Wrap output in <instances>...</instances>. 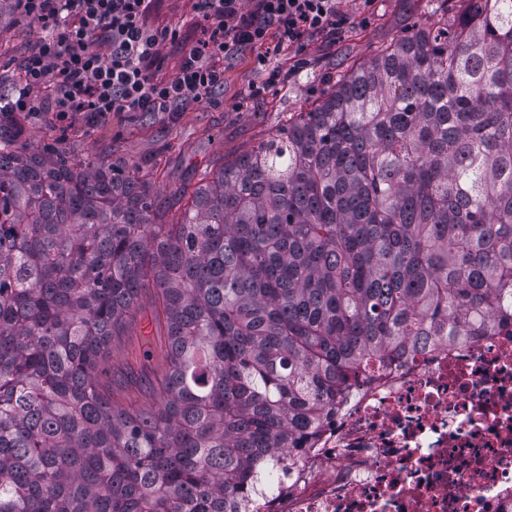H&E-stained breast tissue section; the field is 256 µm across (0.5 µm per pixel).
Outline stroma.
Listing matches in <instances>:
<instances>
[{"mask_svg":"<svg viewBox=\"0 0 512 512\" xmlns=\"http://www.w3.org/2000/svg\"><path fill=\"white\" fill-rule=\"evenodd\" d=\"M439 0H339L338 10L346 24L335 31L310 34L283 49L272 61L280 72L268 84L264 71L255 68V50L246 48L224 62V88L212 102L193 104L182 112L159 113L136 121L113 116L108 123L89 127L76 125L61 130L53 113L27 119L25 136L31 149L56 146L79 156L101 158L117 151L128 163L158 165L162 176L157 185L171 211L179 203L173 195L182 185L198 187L205 170H217L249 152L287 124L291 114L317 104L329 83L353 62L364 61L371 46L385 43L410 24L439 8ZM154 26L178 29L176 43L162 47L158 72L173 75L185 47L197 44L203 25L196 13V0H154L149 17ZM37 28L0 29V90L9 91L17 82L21 61L40 39ZM263 86L259 97H251L252 86ZM152 292L142 294L129 314L122 335L112 340V352L104 361V379L116 394H124L130 382L138 406L154 403L149 385L157 374L156 356L167 345L166 329L152 318ZM152 339L154 359L144 360L145 339Z\"/></svg>","mask_w":512,"mask_h":512,"instance_id":"35a3bbf8","label":"stroma"}]
</instances>
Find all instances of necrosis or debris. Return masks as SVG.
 Returning a JSON list of instances; mask_svg holds the SVG:
<instances>
[{
    "label": "necrosis or debris",
    "mask_w": 512,
    "mask_h": 512,
    "mask_svg": "<svg viewBox=\"0 0 512 512\" xmlns=\"http://www.w3.org/2000/svg\"><path fill=\"white\" fill-rule=\"evenodd\" d=\"M242 512H512V333L367 372Z\"/></svg>",
    "instance_id": "obj_1"
}]
</instances>
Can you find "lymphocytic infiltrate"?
<instances>
[{"label": "lymphocytic infiltrate", "instance_id": "1", "mask_svg": "<svg viewBox=\"0 0 512 512\" xmlns=\"http://www.w3.org/2000/svg\"><path fill=\"white\" fill-rule=\"evenodd\" d=\"M153 0H16L21 15L42 36L26 54L16 92L0 100V114L55 113L59 123L98 124L115 114L176 112L211 101L224 85V62L244 45L259 48L258 69L272 50L306 34L345 24L336 0H198L206 37L186 49L177 72H153L162 46L176 30L147 22ZM103 51H95L93 43ZM270 79L277 71L268 70Z\"/></svg>", "mask_w": 512, "mask_h": 512}]
</instances>
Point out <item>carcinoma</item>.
Returning a JSON list of instances; mask_svg holds the SVG:
<instances>
[{
  "instance_id": "1",
  "label": "carcinoma",
  "mask_w": 512,
  "mask_h": 512,
  "mask_svg": "<svg viewBox=\"0 0 512 512\" xmlns=\"http://www.w3.org/2000/svg\"><path fill=\"white\" fill-rule=\"evenodd\" d=\"M0 120V512H225L373 362L512 324V0H456L164 221ZM153 288L156 404L101 363Z\"/></svg>"
}]
</instances>
